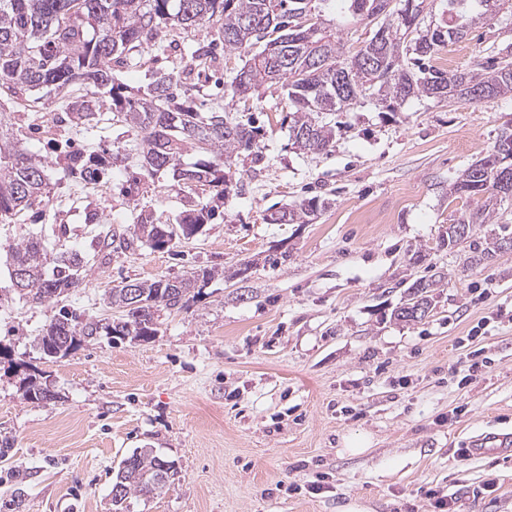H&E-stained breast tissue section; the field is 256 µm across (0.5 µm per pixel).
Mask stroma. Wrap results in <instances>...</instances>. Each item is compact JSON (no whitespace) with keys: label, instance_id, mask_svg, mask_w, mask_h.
Wrapping results in <instances>:
<instances>
[{"label":"stroma","instance_id":"35a3bbf8","mask_svg":"<svg viewBox=\"0 0 512 512\" xmlns=\"http://www.w3.org/2000/svg\"><path fill=\"white\" fill-rule=\"evenodd\" d=\"M213 33L162 30L167 51L114 78L146 88L156 71L184 67L171 40ZM510 43L503 12L440 53L463 72ZM244 63L220 55L193 103L240 116L229 82ZM64 109L56 95L32 111L0 95V113L25 128L20 145L43 161L51 187L48 206L0 224V512H113V478L142 448L177 475L153 496H130L124 512H339L353 500L367 512H434L430 486L453 512H512V453L457 455L469 436L512 431V251H487L501 225L512 228V199L448 242L449 224L485 201L451 188L512 132V94L422 96L392 111L367 98L331 115V152L303 154L289 140L291 102L280 87L261 88L248 115L261 129L262 169L236 158L221 205L215 188L147 177L128 156L132 126L75 127ZM71 151L121 160L86 184L64 172ZM313 196L329 202L313 223H266L269 209ZM191 204L216 207L198 235L95 256V235L131 236L143 210L172 224ZM32 234L49 256L90 257L79 288L45 305L20 298L7 269L9 247ZM192 270L212 277L187 306L161 311L153 339L101 336L43 358L49 318L113 317L104 301L113 286ZM422 278L434 281L429 314L396 319ZM477 326L487 363L463 386L461 342ZM31 376L56 400H25L19 385ZM358 445L364 453L349 455ZM318 480L323 490L311 491Z\"/></svg>","mask_w":512,"mask_h":512}]
</instances>
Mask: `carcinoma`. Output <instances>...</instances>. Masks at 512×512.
<instances>
[{
  "instance_id": "obj_1",
  "label": "carcinoma",
  "mask_w": 512,
  "mask_h": 512,
  "mask_svg": "<svg viewBox=\"0 0 512 512\" xmlns=\"http://www.w3.org/2000/svg\"><path fill=\"white\" fill-rule=\"evenodd\" d=\"M329 0H0V92L23 95L52 88L69 99L68 121L75 126L96 119L100 96L111 100L112 121L133 125L140 136L135 146L139 162L149 176L167 174L176 185L221 188L231 191L227 167L245 153L257 167L260 130L224 112H202L191 105H174L176 86H193V74H201L216 62L213 42H196L186 49L189 65L180 75L157 73L146 91L133 90L115 81L113 71L129 65L143 52L157 46L164 28L191 30L216 28L217 40L227 53L248 52L249 58L230 82L231 98L245 99L266 85H280L294 112L289 125L292 145L307 152H325L333 147L335 125L322 119L357 104L367 93L377 95L387 108L413 97H484L512 93V50L496 55L485 67L449 72L431 64L432 57L448 42L463 38L469 28L503 10L512 12V0H445L446 7L434 28L419 32L420 6L424 0H341L343 18L371 22L381 15L390 20L380 26L351 56L343 55L340 30L311 21L315 3ZM198 148L211 159L188 166L183 153ZM105 161L86 154L64 157L67 175L85 183L104 176ZM495 154L470 164L456 183L455 192L488 194L484 208L448 227V243L461 240L456 228L485 223L495 206L512 198V186L494 174ZM46 172L41 160L17 145L13 125L0 121V223H12L34 204L48 201ZM326 206L317 197L279 208L265 216L269 224L287 217L288 224H307ZM213 216L206 206L183 212L177 228L168 235L166 224L152 214L140 212L134 221V236L152 250L168 249L181 238L200 233ZM89 260L74 252L47 262L42 239L28 237L9 250L10 274L22 270L26 281H12L19 296L42 305L79 286ZM210 274L193 271L178 281L141 280L140 299L128 298V288L110 289L107 304L120 316L112 321H75L55 316L44 325L39 349L48 358H62L85 341L106 336H132L149 340L156 336L154 314L160 308H183L197 295L199 283ZM433 282L417 280L410 286L407 304H429ZM66 326L70 345L53 352V336ZM23 397L32 402L53 401L57 394L31 378ZM135 469L119 467L112 485H121L112 497L115 512L132 494L152 493L135 471L149 473L158 487L168 479L167 461L147 452L132 453Z\"/></svg>"
}]
</instances>
